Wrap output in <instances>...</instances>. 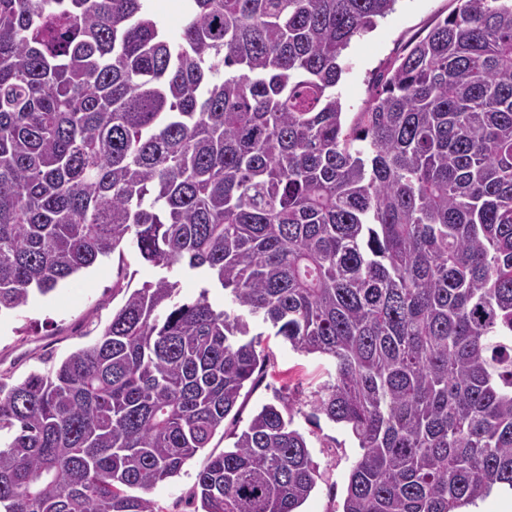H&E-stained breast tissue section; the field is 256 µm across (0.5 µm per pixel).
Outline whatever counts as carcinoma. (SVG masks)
Instances as JSON below:
<instances>
[{
	"mask_svg": "<svg viewBox=\"0 0 512 512\" xmlns=\"http://www.w3.org/2000/svg\"><path fill=\"white\" fill-rule=\"evenodd\" d=\"M189 2L173 38L147 0H0V313L125 246L231 301L161 276L0 381V512H162L264 362L249 316L332 362L342 512L512 488V0H458L349 126L343 54L396 0ZM292 424L265 404L210 456L202 512H298Z\"/></svg>",
	"mask_w": 512,
	"mask_h": 512,
	"instance_id": "carcinoma-1",
	"label": "carcinoma"
}]
</instances>
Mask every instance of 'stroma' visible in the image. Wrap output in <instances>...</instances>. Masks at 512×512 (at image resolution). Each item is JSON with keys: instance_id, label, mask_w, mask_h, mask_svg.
<instances>
[{"instance_id": "1", "label": "stroma", "mask_w": 512, "mask_h": 512, "mask_svg": "<svg viewBox=\"0 0 512 512\" xmlns=\"http://www.w3.org/2000/svg\"><path fill=\"white\" fill-rule=\"evenodd\" d=\"M457 6V0H397L392 13L379 19L374 30L353 39L344 53V72L336 87L346 120H353L364 108L378 75L407 44L424 36ZM163 274L178 282L181 299L192 300L203 293L214 308L230 305L223 289L207 287L199 275L180 266L161 272L127 248L54 292L33 295L22 310L0 316V380L16 383L32 371L60 364L95 339L123 304L128 290ZM249 324L266 348L263 368L245 385L209 447L188 461L178 476L155 488L152 497L162 512H198L200 503L191 493L208 456L231 447L235 433L241 432L263 405L275 402L277 393L284 392L290 396L294 426L304 434L320 474L302 512H342L349 472L361 450L347 427L323 417L313 418L310 405L312 392L327 380L333 367L326 358L294 351L262 320L253 318Z\"/></svg>"}]
</instances>
